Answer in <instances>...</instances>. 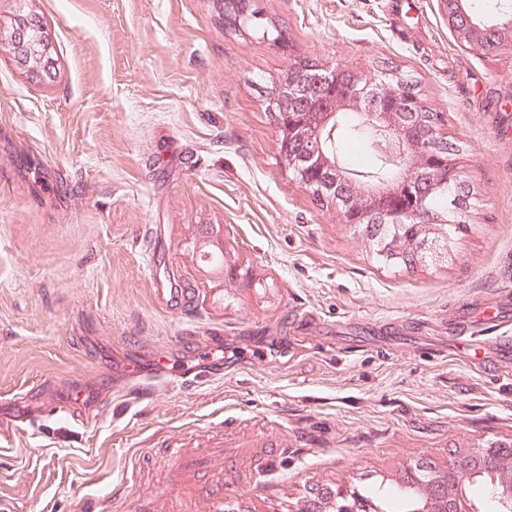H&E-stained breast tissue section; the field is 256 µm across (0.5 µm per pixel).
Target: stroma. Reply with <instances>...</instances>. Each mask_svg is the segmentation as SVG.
<instances>
[{
	"instance_id": "1",
	"label": "stroma",
	"mask_w": 512,
	"mask_h": 512,
	"mask_svg": "<svg viewBox=\"0 0 512 512\" xmlns=\"http://www.w3.org/2000/svg\"><path fill=\"white\" fill-rule=\"evenodd\" d=\"M260 4L281 41L221 0H0L53 47L41 76L0 47V512H196L209 477L161 494L182 442L223 441L225 501L287 512L512 440V324L451 329L512 306V48L461 44L440 0ZM304 58L397 67L446 115L472 190L447 265L374 262L281 166L258 87ZM203 224L248 279L211 288Z\"/></svg>"
}]
</instances>
